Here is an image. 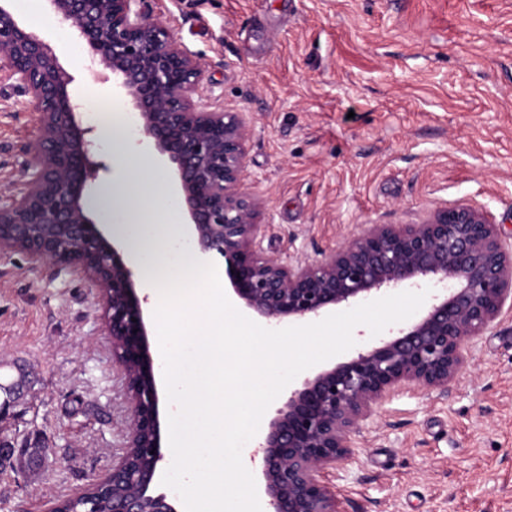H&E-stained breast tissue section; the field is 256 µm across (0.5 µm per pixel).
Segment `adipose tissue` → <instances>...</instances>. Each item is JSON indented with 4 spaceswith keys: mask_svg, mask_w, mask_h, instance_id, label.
<instances>
[{
    "mask_svg": "<svg viewBox=\"0 0 512 512\" xmlns=\"http://www.w3.org/2000/svg\"><path fill=\"white\" fill-rule=\"evenodd\" d=\"M164 191L155 173L118 189L104 206L113 232L131 235V259L160 315L157 348L177 392L172 443L188 476L185 512H261L257 500L229 494L226 485L250 465L242 442L258 430L274 381L303 354L289 337L267 335L226 306L223 289L191 255L168 262L182 227L175 219L153 222L149 213Z\"/></svg>",
    "mask_w": 512,
    "mask_h": 512,
    "instance_id": "adipose-tissue-1",
    "label": "adipose tissue"
}]
</instances>
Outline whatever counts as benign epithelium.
Segmentation results:
<instances>
[{"mask_svg": "<svg viewBox=\"0 0 512 512\" xmlns=\"http://www.w3.org/2000/svg\"><path fill=\"white\" fill-rule=\"evenodd\" d=\"M57 20L88 47L138 112L136 135L171 166L187 215L188 242L203 264L222 259L229 297L272 328L313 322L332 309L425 280L451 286L394 335L304 378L258 443L269 512H338L331 474L352 454L384 400L405 387L445 393L474 337L512 301V251L490 216L468 204L436 209L415 224H363L313 261L267 252L261 200L244 190L249 132L241 112L194 99L200 58L182 48L147 0H48ZM39 112L21 189L0 204V260L23 253L80 274L98 291L112 359L125 387L124 443L112 468L46 512H177L155 490L164 462L160 389L151 351L148 296L122 245L88 213L84 197L107 170L95 127L80 120L74 75L54 46L0 3V69ZM50 452L42 437L18 448L0 438V460L32 468Z\"/></svg>", "mask_w": 512, "mask_h": 512, "instance_id": "obj_1", "label": "benign epithelium"}]
</instances>
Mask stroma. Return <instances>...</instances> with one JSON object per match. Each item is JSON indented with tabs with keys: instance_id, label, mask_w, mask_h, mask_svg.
<instances>
[{
	"instance_id": "obj_1",
	"label": "stroma",
	"mask_w": 512,
	"mask_h": 512,
	"mask_svg": "<svg viewBox=\"0 0 512 512\" xmlns=\"http://www.w3.org/2000/svg\"><path fill=\"white\" fill-rule=\"evenodd\" d=\"M205 65L199 94L245 113V187L264 203V246L304 261L364 224H414L458 203L492 216L512 244V0H149ZM73 73L84 121L134 109L94 79L87 48L46 13L38 30ZM0 70V198L16 190L39 114ZM403 288L288 328L310 350L276 383L272 418L321 367L412 322ZM98 294L76 273L14 255L0 263V383L27 385L0 419L7 438L47 436L44 468L0 467V512H44L111 468L123 442L122 385ZM157 490L182 505L169 396ZM330 478L340 512H512V308L467 351L447 393L384 401Z\"/></svg>"
}]
</instances>
